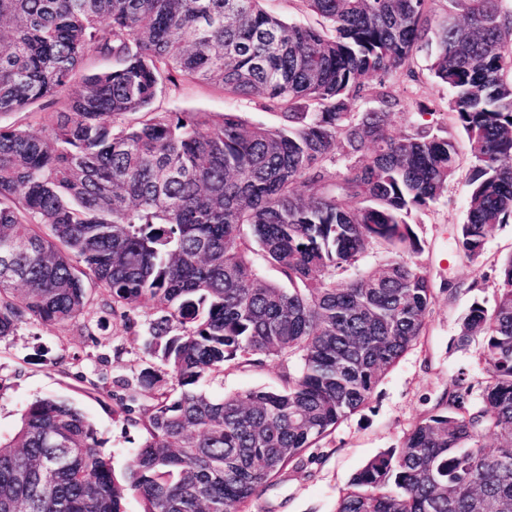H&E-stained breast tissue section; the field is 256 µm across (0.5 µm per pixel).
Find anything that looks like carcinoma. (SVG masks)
Segmentation results:
<instances>
[{"mask_svg":"<svg viewBox=\"0 0 512 512\" xmlns=\"http://www.w3.org/2000/svg\"><path fill=\"white\" fill-rule=\"evenodd\" d=\"M303 2L322 29L261 0H0V115L58 105L40 135L0 125V340L31 320L64 328L99 293L106 311H151L142 347L172 379L121 479L76 406L29 403L0 435V512H123L130 493L142 512H247L367 403L434 297L405 217L458 168L437 112L392 131L422 47L471 146L459 249L478 260L512 221V9L450 0L438 21L433 0ZM90 56L112 65L86 71ZM185 81L264 98L286 124L159 111ZM375 245L386 259L362 267ZM500 275L493 309L471 306L459 334L484 340L481 403L458 382L336 512H512V256ZM268 360L278 390L200 388Z\"/></svg>","mask_w":512,"mask_h":512,"instance_id":"cac0c4a2","label":"carcinoma"}]
</instances>
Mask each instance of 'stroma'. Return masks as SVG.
I'll return each mask as SVG.
<instances>
[{
    "label": "stroma",
    "instance_id": "35a3bbf8",
    "mask_svg": "<svg viewBox=\"0 0 512 512\" xmlns=\"http://www.w3.org/2000/svg\"><path fill=\"white\" fill-rule=\"evenodd\" d=\"M431 63L430 48L413 55L410 67L417 79L397 86L404 106L394 118L395 132L410 131L422 110L447 111L450 94L433 77ZM157 105L163 111L207 112L215 117L234 112L269 127L284 122L279 111L266 108L264 99L229 95L213 82L183 83ZM456 145L460 166L447 191L429 209L408 218L421 243L411 260L429 273L434 285L422 336L379 382L367 404L263 489L249 512H335L342 491L369 459L398 447L423 416L436 411L458 380H481V338L464 347L456 339L473 304L488 309L494 305L501 284L499 267L512 255V222L491 229L478 261H470L456 248L454 237L466 219L470 143L460 133ZM91 318L103 321V328L87 333L75 326L27 323L0 340V433H12L21 412L36 398H66L94 423L120 474L141 445L138 419L151 403L138 378L157 364L141 349L143 314L124 317L96 309ZM88 377L100 379L106 393L90 390L84 383ZM280 384V368L269 361L259 368L225 369L223 378L208 390L219 394Z\"/></svg>",
    "mask_w": 512,
    "mask_h": 512
}]
</instances>
